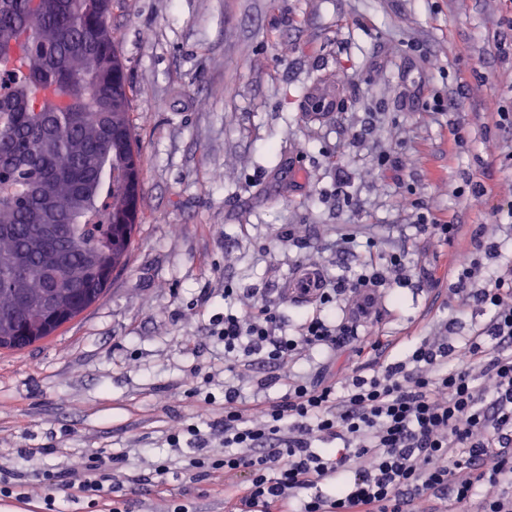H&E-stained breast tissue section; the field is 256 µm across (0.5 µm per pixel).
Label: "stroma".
<instances>
[{
	"label": "stroma",
	"mask_w": 512,
	"mask_h": 512,
	"mask_svg": "<svg viewBox=\"0 0 512 512\" xmlns=\"http://www.w3.org/2000/svg\"><path fill=\"white\" fill-rule=\"evenodd\" d=\"M110 21L142 155L140 227L96 304L46 341L0 350V463L39 451L25 500L2 499L0 512H39L43 470L100 452L124 459L123 512L176 501L231 512L220 477L174 476L161 494L139 483L174 456L167 436L201 396L224 405V345L210 328L225 287L279 300L292 334L316 309L283 293L298 268L333 281L401 251L404 283L378 290L366 315L345 305L361 334L400 357L487 322L453 294L450 270L512 194V118L493 122L482 106L494 97L512 115V49H499L512 46V0H113ZM318 94L336 105L314 120ZM439 97L454 108L436 109ZM474 181L492 189L483 202L469 198ZM422 215L462 232L430 239Z\"/></svg>",
	"instance_id": "1"
}]
</instances>
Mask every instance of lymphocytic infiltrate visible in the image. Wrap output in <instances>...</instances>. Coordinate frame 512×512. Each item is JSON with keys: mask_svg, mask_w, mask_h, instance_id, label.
Instances as JSON below:
<instances>
[{"mask_svg": "<svg viewBox=\"0 0 512 512\" xmlns=\"http://www.w3.org/2000/svg\"><path fill=\"white\" fill-rule=\"evenodd\" d=\"M453 292L490 312L487 323L458 344L423 340L404 358L367 363L366 374L340 378L317 372L305 382L289 376L278 401H247L224 387V412L204 399L196 422L168 436L189 443L181 461L157 458L143 482L165 491L170 476L223 474L235 512H512V259L495 238L474 239L455 261ZM405 258L392 253L353 281L321 283L316 311L299 332L281 331L279 305L227 307L213 333L224 343V369L256 363L293 366L312 350L335 351L356 337L359 353L378 340L331 306L404 279ZM351 478L336 496L323 491L343 473ZM117 460L90 458L79 476L47 470L42 512L63 503L95 506L111 499Z\"/></svg>", "mask_w": 512, "mask_h": 512, "instance_id": "lymphocytic-infiltrate-1", "label": "lymphocytic infiltrate"}]
</instances>
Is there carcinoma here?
<instances>
[{"mask_svg": "<svg viewBox=\"0 0 512 512\" xmlns=\"http://www.w3.org/2000/svg\"><path fill=\"white\" fill-rule=\"evenodd\" d=\"M0 0V72L22 87L0 91V350L21 351L53 336L97 303L127 262L142 191L139 151L130 118L125 62L109 18L112 0ZM53 86L72 94L67 110L26 94ZM27 158L24 167L16 160ZM55 212L82 249H68L31 211ZM36 238L57 250L54 279L66 303L42 277ZM98 255L86 263L84 252ZM28 329L30 337L14 340Z\"/></svg>", "mask_w": 512, "mask_h": 512, "instance_id": "1", "label": "carcinoma"}]
</instances>
